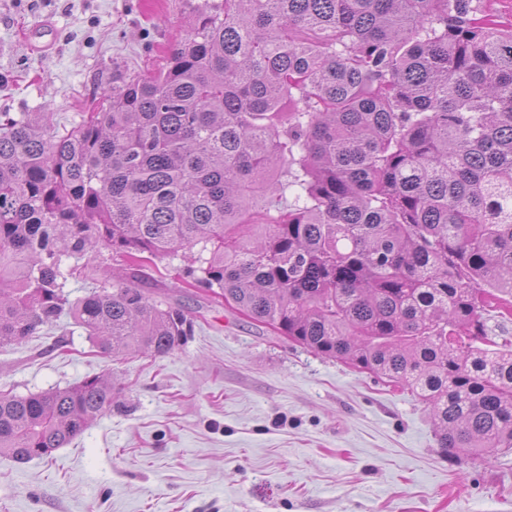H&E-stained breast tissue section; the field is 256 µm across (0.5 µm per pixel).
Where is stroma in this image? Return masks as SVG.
<instances>
[{
    "mask_svg": "<svg viewBox=\"0 0 512 512\" xmlns=\"http://www.w3.org/2000/svg\"><path fill=\"white\" fill-rule=\"evenodd\" d=\"M205 0H0V113L69 126L99 109L112 67L156 71ZM195 312L163 356L102 355L62 316L0 344V390L26 396L94 375L119 407L50 458L0 457V512H512V450L440 455L428 408L386 378L317 356L185 287Z\"/></svg>",
    "mask_w": 512,
    "mask_h": 512,
    "instance_id": "1",
    "label": "stroma"
}]
</instances>
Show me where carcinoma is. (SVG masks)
Here are the masks:
<instances>
[{
    "mask_svg": "<svg viewBox=\"0 0 512 512\" xmlns=\"http://www.w3.org/2000/svg\"><path fill=\"white\" fill-rule=\"evenodd\" d=\"M481 0H209L167 66L112 67L67 129L0 113V342L70 315L99 352L164 355L193 324L144 260L316 355L400 384L439 453L512 450V28ZM282 174L303 204L271 190ZM70 302V273L96 280ZM119 393L94 375L0 392V456L47 458Z\"/></svg>",
    "mask_w": 512,
    "mask_h": 512,
    "instance_id": "obj_1",
    "label": "carcinoma"
}]
</instances>
